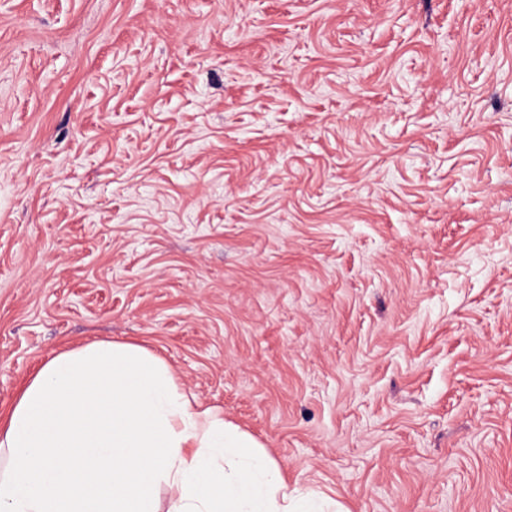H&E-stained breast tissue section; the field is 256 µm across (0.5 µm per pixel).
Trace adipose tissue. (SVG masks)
<instances>
[{
	"label": "adipose tissue",
	"instance_id": "1",
	"mask_svg": "<svg viewBox=\"0 0 512 512\" xmlns=\"http://www.w3.org/2000/svg\"><path fill=\"white\" fill-rule=\"evenodd\" d=\"M0 512L326 509L162 358L95 341L50 358L0 426Z\"/></svg>",
	"mask_w": 512,
	"mask_h": 512
}]
</instances>
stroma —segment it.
<instances>
[{"mask_svg": "<svg viewBox=\"0 0 512 512\" xmlns=\"http://www.w3.org/2000/svg\"><path fill=\"white\" fill-rule=\"evenodd\" d=\"M97 340L346 512H512V0H0V412Z\"/></svg>", "mask_w": 512, "mask_h": 512, "instance_id": "1", "label": "stroma"}]
</instances>
